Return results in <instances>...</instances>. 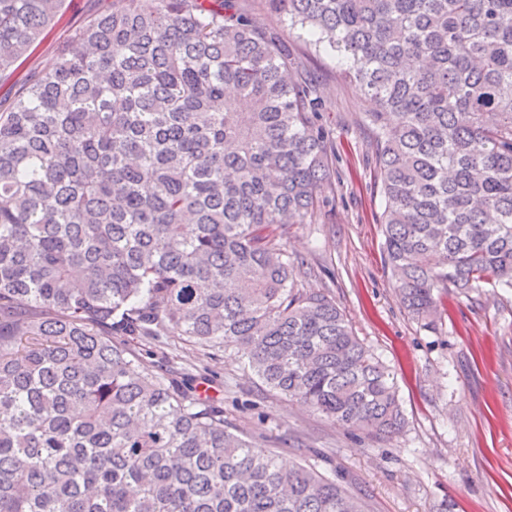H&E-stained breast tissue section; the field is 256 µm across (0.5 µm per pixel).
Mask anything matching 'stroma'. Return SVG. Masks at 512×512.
<instances>
[{
  "label": "stroma",
  "mask_w": 512,
  "mask_h": 512,
  "mask_svg": "<svg viewBox=\"0 0 512 512\" xmlns=\"http://www.w3.org/2000/svg\"><path fill=\"white\" fill-rule=\"evenodd\" d=\"M112 0H67L27 67L46 65L88 13ZM260 28L279 31L303 76L320 84V122L330 131L335 197L314 223L289 228L284 245L302 260L299 287L336 301L357 336L394 373L405 427L376 439L343 428L249 374L233 348L206 350L178 336L128 343L161 367L189 375L224 418L284 465H316L347 481L367 512H512V289L448 292L426 326L400 305L384 264V200L364 114L371 104L345 81L340 58L315 53L267 0H236Z\"/></svg>",
  "instance_id": "obj_1"
}]
</instances>
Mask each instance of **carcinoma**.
I'll use <instances>...</instances> for the list:
<instances>
[{"mask_svg": "<svg viewBox=\"0 0 512 512\" xmlns=\"http://www.w3.org/2000/svg\"><path fill=\"white\" fill-rule=\"evenodd\" d=\"M374 104L384 260L430 325L512 288V0H267ZM66 0H0V81ZM233 0H112L0 108V512H364L124 337L233 346L375 436L394 377L283 240L334 193L320 86Z\"/></svg>", "mask_w": 512, "mask_h": 512, "instance_id": "carcinoma-1", "label": "carcinoma"}]
</instances>
